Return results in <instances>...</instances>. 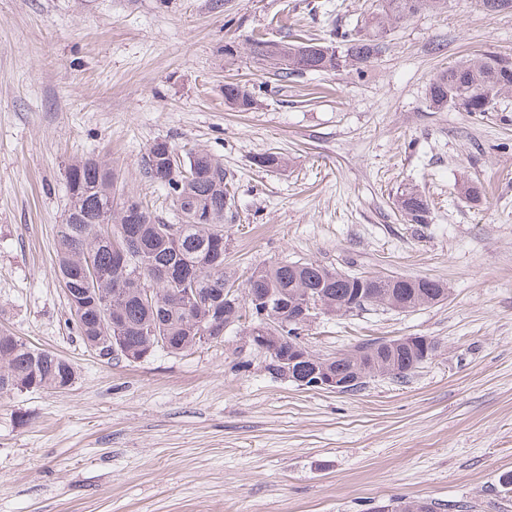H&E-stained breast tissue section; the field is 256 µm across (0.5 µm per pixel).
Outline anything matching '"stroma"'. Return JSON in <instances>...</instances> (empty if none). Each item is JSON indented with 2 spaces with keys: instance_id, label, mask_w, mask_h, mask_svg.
I'll return each instance as SVG.
<instances>
[{
  "instance_id": "obj_1",
  "label": "stroma",
  "mask_w": 512,
  "mask_h": 512,
  "mask_svg": "<svg viewBox=\"0 0 512 512\" xmlns=\"http://www.w3.org/2000/svg\"><path fill=\"white\" fill-rule=\"evenodd\" d=\"M376 5L0 0V331L76 371L65 390L0 395V512H373L399 496L512 512V95L481 115L425 95L462 56L512 55V12L448 0L388 31L358 71L281 82L249 57V35L324 39ZM229 80L254 87L253 111L225 107ZM160 140L215 155L235 187L225 271L311 260L448 287L411 312L321 319L309 347L417 335L435 355L405 381L339 394L269 374L238 328L137 363L86 348L55 273L67 166L109 162L171 222L143 173ZM265 152L287 166L259 170ZM407 184L430 199L429 223L395 209Z\"/></svg>"
}]
</instances>
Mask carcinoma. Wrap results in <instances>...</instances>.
Instances as JSON below:
<instances>
[{"mask_svg":"<svg viewBox=\"0 0 512 512\" xmlns=\"http://www.w3.org/2000/svg\"><path fill=\"white\" fill-rule=\"evenodd\" d=\"M448 0H378L364 28L336 34L338 45L317 42L272 41L288 56V62L272 75L280 81L308 72L355 70L376 58L390 27L422 11H439ZM512 93V58L486 52L462 57L430 81L426 95L440 111L462 103L467 112H490L495 101ZM224 103L237 112L256 105L253 93L237 82L224 83ZM182 156L183 170H170L168 157ZM263 170L285 165L284 158L267 152L254 158ZM144 173L164 186L179 215V223L167 224L125 190L112 166L94 158H80L67 167L70 209L60 225L56 250L57 274L69 288V309L80 312L73 321L85 345L118 338L115 354L147 355L157 350L172 354L203 344L202 337L241 325L261 323L256 301L272 292L283 303L273 321L278 352L288 354L304 327L288 321V302L309 294L328 312L354 298L366 299L365 307L385 309L393 302L411 309L436 302L448 288L435 284L422 288L411 277L345 273L315 261H281L257 265L245 278L243 289L224 273V221L233 218L234 195L224 167L206 151L182 152L168 141L153 143L144 157ZM395 205L409 224H426L430 214L427 198L406 185ZM137 213L133 221L127 212ZM146 288L156 301L142 300ZM112 307V317L105 314ZM94 352L103 357L111 352ZM427 362L424 349L396 350L382 358H347L335 369L350 374L362 368L383 377L386 365L399 371L391 379H404ZM66 359L34 345L0 335V394L19 389H56L74 375ZM396 512H434L423 499L397 498Z\"/></svg>","mask_w":512,"mask_h":512,"instance_id":"carcinoma-1","label":"carcinoma"}]
</instances>
